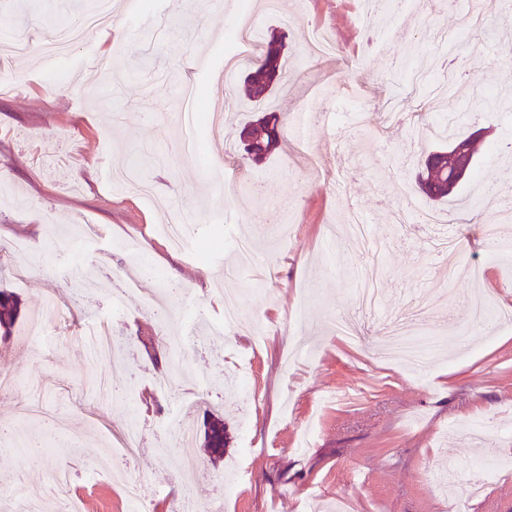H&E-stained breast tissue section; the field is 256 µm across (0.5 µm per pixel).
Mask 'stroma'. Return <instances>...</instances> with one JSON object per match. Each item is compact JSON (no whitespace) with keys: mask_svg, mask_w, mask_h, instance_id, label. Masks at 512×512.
<instances>
[{"mask_svg":"<svg viewBox=\"0 0 512 512\" xmlns=\"http://www.w3.org/2000/svg\"><path fill=\"white\" fill-rule=\"evenodd\" d=\"M92 0H0V36L23 33L32 49L0 55V263L25 257L27 279L15 285L23 310L0 370L18 379L0 396V512L14 485L41 487L50 512L79 496L81 512H128L123 482L144 478L156 496L148 512H170L169 500L190 498L196 512H448L430 472L455 462L466 476L488 452L496 474L464 512H512V255H490L476 221L494 208L483 189L502 176L501 150L512 146V113L475 109L476 98L512 96V6L498 0L483 25L469 22V0H437L428 24L405 14L363 21L360 0H284L278 14L259 0H138L95 42L73 47L53 70L38 62L47 28L78 25ZM259 30L284 36L283 87L273 102L284 137L263 164L248 159L239 127L253 108L241 84L216 88L224 61V29L243 13ZM322 31L335 53L320 61L308 37ZM460 39V58L442 66V36ZM413 53L426 82L401 102L409 126L380 136L388 93L402 81L400 60ZM209 67H194L197 56ZM454 82L440 111L460 120V135L485 129L477 165L448 211L463 249L461 272L445 279L431 257L432 228L399 223L402 192L417 194L414 169L436 143L414 132L430 119L435 79ZM194 84L205 120L186 127L173 106L178 88ZM342 113L335 129L314 120L295 133L296 113ZM198 146L180 151L183 137ZM151 183L173 213L199 235L198 255L177 251L154 225L164 218L149 201L114 184V171ZM357 210L374 249L345 236L327 241ZM98 236L79 240V227ZM251 239L255 266L230 274L235 238ZM79 264L99 283L54 326L61 341L50 354L22 340L29 322L46 316V296H72L56 268ZM372 279L378 313L359 311L354 281ZM135 281L137 293L113 307L110 291ZM488 294L498 326L463 330L468 298ZM240 296L245 315L269 328L253 339L245 327L216 330L225 295ZM429 297L445 315L414 321L416 333L439 339L421 375L402 362L374 356L388 346L389 318ZM343 313L362 328L361 344L339 341L332 320ZM109 323L120 343L110 367L118 397L97 398L98 373L78 337L88 320ZM182 337L171 349L168 337ZM181 362L170 371L171 357ZM172 376L167 394L152 385ZM206 401L191 422L190 463L163 454L171 434L164 421L194 389ZM224 420L231 436L221 462L204 450L203 412ZM485 424L473 425L475 416ZM143 426L144 449L133 462L112 454L132 417ZM70 479L57 485L55 470Z\"/></svg>","mask_w":512,"mask_h":512,"instance_id":"35a3bbf8","label":"stroma"}]
</instances>
